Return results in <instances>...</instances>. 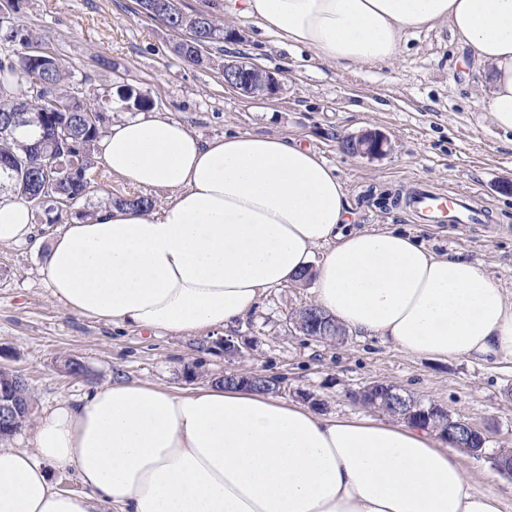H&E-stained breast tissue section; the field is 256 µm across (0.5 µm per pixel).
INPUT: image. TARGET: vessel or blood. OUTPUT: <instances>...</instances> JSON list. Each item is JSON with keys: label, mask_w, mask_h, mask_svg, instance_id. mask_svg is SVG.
<instances>
[{"label": "vessel or blood", "mask_w": 512, "mask_h": 512, "mask_svg": "<svg viewBox=\"0 0 512 512\" xmlns=\"http://www.w3.org/2000/svg\"><path fill=\"white\" fill-rule=\"evenodd\" d=\"M415 222L421 224L471 225L484 223V209L474 207L471 196L447 194L418 184L406 202Z\"/></svg>", "instance_id": "obj_1"}]
</instances>
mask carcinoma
<instances>
[{
  "label": "carcinoma",
  "mask_w": 512,
  "mask_h": 512,
  "mask_svg": "<svg viewBox=\"0 0 512 512\" xmlns=\"http://www.w3.org/2000/svg\"><path fill=\"white\" fill-rule=\"evenodd\" d=\"M193 35L174 51L186 63H204L203 51L224 42L229 29L205 12L195 14ZM6 38L21 49L0 58V190L37 194L53 184L54 221L69 222L76 203L90 189L88 171L108 116L85 102L65 60L33 57L30 34L17 27Z\"/></svg>",
  "instance_id": "carcinoma-1"
}]
</instances>
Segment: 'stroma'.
Returning <instances> with one entry per match:
<instances>
[{
  "label": "stroma",
  "mask_w": 512,
  "mask_h": 512,
  "mask_svg": "<svg viewBox=\"0 0 512 512\" xmlns=\"http://www.w3.org/2000/svg\"><path fill=\"white\" fill-rule=\"evenodd\" d=\"M15 22L42 37L66 61L86 102L109 118L136 116L117 93L125 86L147 95L152 111L185 123L202 138L224 133L276 134L312 147L335 166L361 229L390 226L439 255L483 264L512 298V134L497 129L480 103L482 91L466 66L465 52L447 25L410 30L391 62L350 69L315 58L238 18L240 43L214 45L203 65L174 51L177 34L138 9L136 0H14ZM245 55L284 74L278 96L255 100L225 86L224 62ZM365 130L385 134L386 155L345 153L341 140ZM91 189L76 211L93 212L109 198L142 190L95 162ZM425 182L458 194H475L493 216L492 228L462 232L445 224H417L402 207L380 206L383 193H409ZM30 247L0 245V366L24 375L33 397L30 421L9 444L26 448L45 413L59 401L84 396L115 376L176 392L207 386L225 371H251L283 379L282 398L318 399L326 415H357L350 394L373 381L403 395L435 403L475 424L487 436L486 456H466L465 469L482 487L512 491L490 455L512 450V362L437 361L400 353L358 332L322 342L296 330L292 313L313 304L310 285L290 282L266 291L257 307L225 331L195 338L121 329L69 312L40 274ZM241 348L224 354V339ZM79 360L83 376L67 375L64 358Z\"/></svg>",
  "instance_id": "obj_1"
}]
</instances>
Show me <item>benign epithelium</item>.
<instances>
[{
  "label": "benign epithelium",
  "instance_id": "7a95c632",
  "mask_svg": "<svg viewBox=\"0 0 512 512\" xmlns=\"http://www.w3.org/2000/svg\"><path fill=\"white\" fill-rule=\"evenodd\" d=\"M224 77L233 81L234 88L248 97H272L282 86V73L263 70L256 66L248 67L241 61L224 62ZM357 154L375 158L387 153L388 139L378 132L362 133L355 137ZM304 320L313 329V334H325L332 326V320L326 315H304ZM224 384L243 386L256 391L276 393L281 387L278 378L258 373L232 372L224 375ZM353 399L363 405L371 406L379 401L390 402L403 411V417L410 423H418L436 431L453 448L467 449L480 440L485 441L483 433L467 420H456L448 411L437 406H421L420 402L404 396L395 388L383 383H370L353 393Z\"/></svg>",
  "mask_w": 512,
  "mask_h": 512
}]
</instances>
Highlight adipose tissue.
Instances as JSON below:
<instances>
[{
  "label": "adipose tissue",
  "mask_w": 512,
  "mask_h": 512,
  "mask_svg": "<svg viewBox=\"0 0 512 512\" xmlns=\"http://www.w3.org/2000/svg\"><path fill=\"white\" fill-rule=\"evenodd\" d=\"M224 14L343 69L393 60L406 31L448 24L493 123L512 131V0H226ZM98 156L169 200L155 213L103 207L45 244L27 199L0 192V245L42 250L71 312L176 336L225 329L309 268L318 307L345 328L413 357L512 361V300L482 264L355 228L335 168L294 139L205 140L150 113L113 122ZM52 467L75 472L82 492L59 489ZM504 510L426 427L241 387L115 380L60 402L30 447L0 444V512Z\"/></svg>",
  "instance_id": "1"
}]
</instances>
